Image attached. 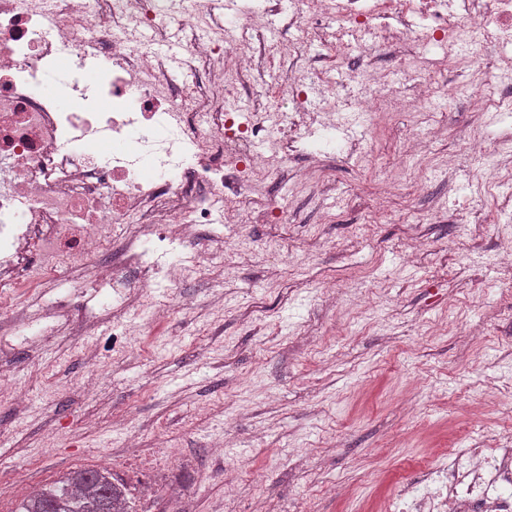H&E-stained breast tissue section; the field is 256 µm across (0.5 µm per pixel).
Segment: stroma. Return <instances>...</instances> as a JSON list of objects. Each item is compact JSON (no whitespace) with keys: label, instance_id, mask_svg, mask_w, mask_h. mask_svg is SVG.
<instances>
[{"label":"stroma","instance_id":"1","mask_svg":"<svg viewBox=\"0 0 512 512\" xmlns=\"http://www.w3.org/2000/svg\"><path fill=\"white\" fill-rule=\"evenodd\" d=\"M340 53L311 32L308 56L347 112L366 91ZM437 120L397 214L371 192L397 178L422 113L353 125L323 173L302 133L255 183L274 220L225 226L251 249L221 253L223 282L159 278L153 327L135 298L118 318L94 300L95 324L51 336L36 309L0 311V377L31 394L0 397V512L80 468L112 471L132 512H390L440 449L512 440V202L466 190L484 183L470 136L512 138V124L464 106ZM465 221L479 230L462 242Z\"/></svg>","mask_w":512,"mask_h":512}]
</instances>
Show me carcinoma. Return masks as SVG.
<instances>
[{
  "label": "carcinoma",
  "mask_w": 512,
  "mask_h": 512,
  "mask_svg": "<svg viewBox=\"0 0 512 512\" xmlns=\"http://www.w3.org/2000/svg\"><path fill=\"white\" fill-rule=\"evenodd\" d=\"M19 512H131L123 486L107 472L79 469L38 490Z\"/></svg>",
  "instance_id": "carcinoma-1"
}]
</instances>
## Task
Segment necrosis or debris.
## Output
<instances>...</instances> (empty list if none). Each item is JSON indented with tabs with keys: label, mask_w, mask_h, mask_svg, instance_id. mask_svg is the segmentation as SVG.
Segmentation results:
<instances>
[{
	"label": "necrosis or debris",
	"mask_w": 512,
	"mask_h": 512,
	"mask_svg": "<svg viewBox=\"0 0 512 512\" xmlns=\"http://www.w3.org/2000/svg\"><path fill=\"white\" fill-rule=\"evenodd\" d=\"M342 25L340 65L367 86L366 112L401 106L391 84L368 65H352L350 50L366 53L393 40L448 51V70L477 67L478 90L449 79L448 103L475 111L512 112V97L496 92L512 57L489 60L512 44V0H334ZM229 23L230 38L203 43L197 20ZM264 15L240 0H173L159 16L155 0H0V308L34 307L66 320L80 306L52 297L54 277L71 274L82 295L129 292L147 298L156 281L149 255L172 241L193 245L171 268L208 275L212 252L196 249L198 225L220 212L225 223L262 222L267 207L252 196L256 172L269 165L256 142L269 139L267 112L225 111L242 78L253 73ZM175 39L187 55L180 91L159 53H147L134 31ZM288 42V67L299 82L271 91L279 111L280 153L319 107L310 97L325 78ZM112 109L100 111L103 102ZM394 512H512V448L457 454L452 469L433 465L397 487Z\"/></svg>",
	"instance_id": "necrosis-or-debris-1"
}]
</instances>
